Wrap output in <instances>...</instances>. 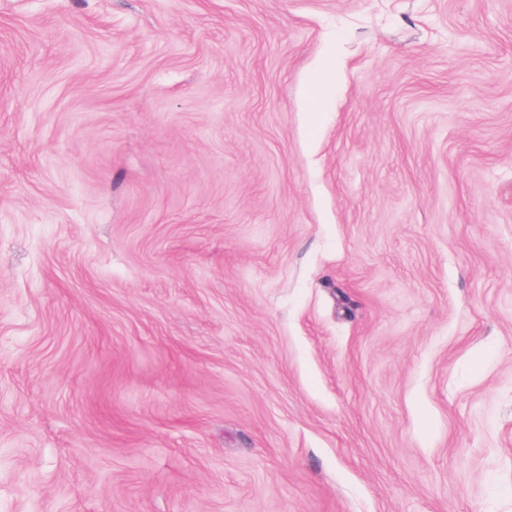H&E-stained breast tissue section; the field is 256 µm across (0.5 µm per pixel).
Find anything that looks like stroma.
Instances as JSON below:
<instances>
[{"label": "stroma", "instance_id": "stroma-1", "mask_svg": "<svg viewBox=\"0 0 512 512\" xmlns=\"http://www.w3.org/2000/svg\"><path fill=\"white\" fill-rule=\"evenodd\" d=\"M0 512H512V0H0Z\"/></svg>", "mask_w": 512, "mask_h": 512}]
</instances>
